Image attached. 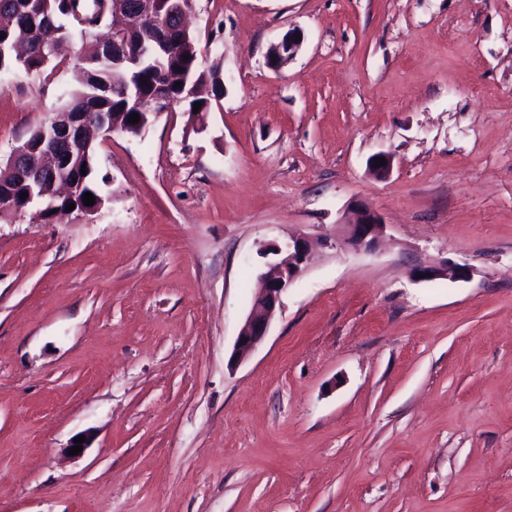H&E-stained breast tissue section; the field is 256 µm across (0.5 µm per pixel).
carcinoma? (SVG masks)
<instances>
[{"instance_id":"1","label":"carcinoma","mask_w":512,"mask_h":512,"mask_svg":"<svg viewBox=\"0 0 512 512\" xmlns=\"http://www.w3.org/2000/svg\"><path fill=\"white\" fill-rule=\"evenodd\" d=\"M123 29L124 39L120 53L141 63L136 77L129 78L125 66L112 65V30ZM0 40L12 52L0 58V72L22 70L27 74H39L55 58L51 49L66 39L91 40L93 49L80 52L75 57L82 71L80 87L70 91L57 114L68 112H132L128 97L117 90L120 81L134 82L140 99L150 103L159 95L169 101L186 106L193 111L194 104L202 103L200 111L209 112L221 106L224 97V80L217 69L199 66L200 48L194 34L174 30L151 22L134 23L124 15L112 13V5L104 0H92L87 7L83 0H0ZM165 37L173 43L174 51L163 62L156 64L146 52L155 40ZM189 60H184V57ZM198 81L210 86L206 97L196 96L189 100L182 94L183 88L176 83L185 80ZM85 165L83 192H90L95 201L105 202L95 178V146H90ZM24 189L15 190L14 207L0 208V219L10 215H22L32 210L31 202L21 198Z\"/></svg>"}]
</instances>
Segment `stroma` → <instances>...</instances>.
<instances>
[{
  "instance_id": "1",
  "label": "stroma",
  "mask_w": 512,
  "mask_h": 512,
  "mask_svg": "<svg viewBox=\"0 0 512 512\" xmlns=\"http://www.w3.org/2000/svg\"><path fill=\"white\" fill-rule=\"evenodd\" d=\"M191 27L221 107L100 140L97 214L0 221V512H512V0H196ZM75 76L0 74V161ZM359 203L376 250L314 252L230 367L260 249ZM446 260L470 278L413 280ZM297 36H301V40H297ZM303 39V33L299 29H289L276 43L271 45V52L266 59L268 67L275 71L279 70L302 45Z\"/></svg>"
}]
</instances>
